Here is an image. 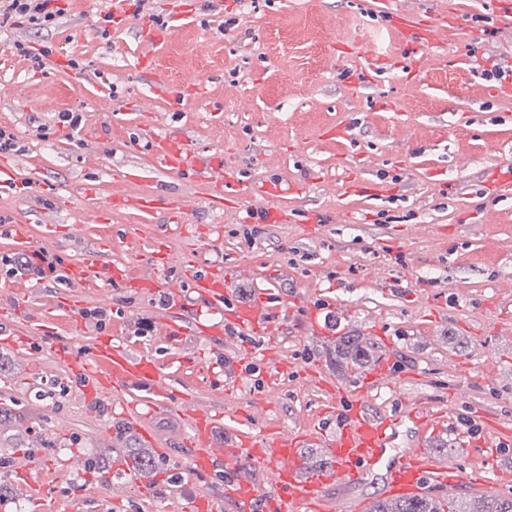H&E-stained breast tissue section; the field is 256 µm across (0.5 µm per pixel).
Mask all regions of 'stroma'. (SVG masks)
Here are the masks:
<instances>
[{
  "label": "stroma",
  "instance_id": "stroma-1",
  "mask_svg": "<svg viewBox=\"0 0 512 512\" xmlns=\"http://www.w3.org/2000/svg\"><path fill=\"white\" fill-rule=\"evenodd\" d=\"M402 10L436 15L456 9L463 21L492 18L495 0H389ZM55 28L34 32L25 25L0 28V127L13 132L21 152L8 153L19 170L37 172L57 189L56 198L20 199L0 191V218L25 216L33 244L58 257L75 260L90 248L106 263L142 273L150 270L149 245L164 240L169 264L164 282L189 287L182 266L197 249L203 261L241 267L229 284V299L250 302L267 293L272 306L296 298L314 306L324 336L307 322L291 321L267 335L244 337L242 350L223 339L196 335L189 317L158 298L127 288L74 289L60 281L31 276L0 277V334H15L9 308L21 305L26 319L47 323L31 360L18 361L14 349L0 343L10 362L0 373V407L14 421L0 425V485L8 497L0 512H94L112 493V475L85 465L94 455L111 461L114 424L111 412L76 396L59 394L66 373L45 355L52 343L84 345L100 330L111 331L131 352L150 356L179 390L202 403L222 407L226 419L219 434L235 440L240 430L258 436L269 428L316 427L324 394L307 388L301 371L316 370L350 385L369 364L337 360L339 333L353 331L376 352L394 357L407 377L398 392L376 394L378 409L389 408L393 395L415 397L455 411L425 445L447 443L440 460L461 461L466 476L492 478V466L512 463V447L487 453L479 448V428L472 408L486 410L512 424V335L500 325L512 321V189L493 202L474 196L502 162L512 161V98L496 82L453 70L451 56L476 60L512 59V25L500 24L489 40L463 41L441 29L417 72L381 16L355 0H259L257 10L241 0H145L142 13L124 22H105L102 0H67ZM158 15L171 32L155 68L140 69L152 54L145 32L149 15ZM238 24L225 28L228 18ZM340 38H361L383 49L386 60L364 64L337 47ZM32 39L55 58L79 63L73 74L52 65L31 69L9 50L17 40ZM396 105L386 111L378 98ZM221 103L218 112L209 111ZM65 110L82 113L79 130L59 124ZM345 125L344 137L330 136ZM187 138L199 157H223L247 177L294 185V193L276 199L288 210L285 224H254L251 210L261 200L244 203L239 213L210 208V184L158 170L149 154L151 134ZM352 174L378 182L394 178L383 197L347 195ZM458 179L456 196L440 194L436 181ZM95 197H85V186ZM152 192L190 202L187 229L175 231L165 216L148 220L115 211L100 221L99 208L109 197ZM318 210L323 223L306 227L300 218ZM138 239L129 242L128 227ZM397 279L399 291L385 278ZM79 293L87 310L105 308L104 326L94 318L74 327L58 301ZM151 320L152 332L133 328ZM181 339H172V332ZM274 346L292 363L286 376L269 375L259 361ZM244 371L243 385L219 387L211 366ZM250 409L255 418L240 426L234 415ZM138 447L155 455L154 476L124 475V489L111 512H186L206 497L217 512H236L224 499L219 480L193 470L188 455V420L172 409L133 408ZM167 447L155 454L146 434ZM41 455L43 492L30 496L14 467L16 453ZM68 467L72 482L58 479Z\"/></svg>",
  "mask_w": 512,
  "mask_h": 512
}]
</instances>
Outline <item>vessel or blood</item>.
I'll use <instances>...</instances> for the list:
<instances>
[{
  "mask_svg": "<svg viewBox=\"0 0 512 512\" xmlns=\"http://www.w3.org/2000/svg\"><path fill=\"white\" fill-rule=\"evenodd\" d=\"M387 27L398 37L406 58L418 61L433 46L442 26L461 29L457 19H434L425 15L386 11ZM149 152L156 167L181 176L194 175L211 184L214 192L209 204L224 211L239 208L249 199H268L287 195L282 183L255 178L244 181L224 165L222 159L207 161L194 156L186 140L168 135H152ZM39 175L23 176L13 165L0 163V190L20 196L29 189L43 187ZM512 188V163L504 162L495 171L494 181L484 183L486 196ZM105 210L126 208L146 217L170 212L173 223H180L173 214V205L164 198L144 193L138 196L114 197ZM11 246L31 249L33 246L28 222L12 219L0 226ZM167 263L165 245L154 241L151 248V271L133 273L129 268L104 265L100 251H86L81 259L67 263V278L82 288L96 287L98 281L121 284L126 288L152 295L165 292L170 305L195 317L196 332L202 336H224L233 340L242 336L261 335L272 326L275 316L283 319L307 318L313 332L321 327L315 314L298 300L271 311L266 296H259L244 305L225 303L227 286L239 269L216 266L197 270L195 254H187L184 263L192 267L191 292L164 283L159 276ZM49 357L67 371L76 394L103 407L127 406L135 393L144 394L153 409H174L186 415L193 434L190 440L191 459L197 471L214 474L224 467L228 477L224 498L240 512H362V507L326 494L334 483H355L369 470L381 469L384 493L395 497H414L439 489L457 486L465 476L458 463L440 462L424 448L422 440L431 431L440 430L446 419V408L421 402L408 404L395 401L390 409L378 410L371 397L379 388L398 390L404 376L394 370L390 356H383L361 380L350 386L322 379L312 374L316 388L332 394L333 399L321 412L328 427L315 432L275 429L258 436L240 435L238 442L226 444L216 439L214 430L224 414L212 405H200L175 393L163 378L155 362L146 355H135L111 335L98 336L87 349L79 351L70 345H52ZM480 443L494 447L497 439H512V429L497 418L480 414ZM412 423L416 438L400 444V429ZM319 442L329 466L314 467L303 458L301 450L309 442Z\"/></svg>",
  "mask_w": 512,
  "mask_h": 512,
  "instance_id": "b4317fda",
  "label": "vessel or blood"
}]
</instances>
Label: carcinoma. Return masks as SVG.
I'll use <instances>...</instances> for the list:
<instances>
[{"label": "carcinoma", "instance_id": "obj_1", "mask_svg": "<svg viewBox=\"0 0 512 512\" xmlns=\"http://www.w3.org/2000/svg\"><path fill=\"white\" fill-rule=\"evenodd\" d=\"M336 356L355 363L368 357V350L356 336L336 340ZM368 512H512V497L462 494L448 499L431 497L386 499L376 501Z\"/></svg>", "mask_w": 512, "mask_h": 512}]
</instances>
